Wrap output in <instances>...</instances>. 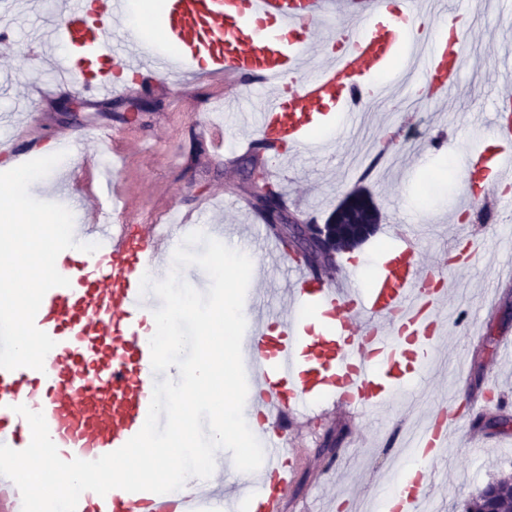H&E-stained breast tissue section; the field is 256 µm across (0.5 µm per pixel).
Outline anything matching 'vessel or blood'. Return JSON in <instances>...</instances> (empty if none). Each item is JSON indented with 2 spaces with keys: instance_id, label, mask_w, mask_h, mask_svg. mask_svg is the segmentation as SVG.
<instances>
[{
  "instance_id": "obj_1",
  "label": "vessel or blood",
  "mask_w": 512,
  "mask_h": 512,
  "mask_svg": "<svg viewBox=\"0 0 512 512\" xmlns=\"http://www.w3.org/2000/svg\"><path fill=\"white\" fill-rule=\"evenodd\" d=\"M360 17L331 30L334 49L315 60L319 29L348 14L347 0H162L163 42L129 25L133 0H66L64 24L43 29L38 46L55 48L57 89L80 86L91 98L122 90L121 73L141 80L174 70L206 68L257 94V141L264 150L317 149L312 133L337 120L355 121L386 92L382 76H417L432 97L457 89L462 45L414 27L419 0H363ZM492 110L496 142L480 146L463 183L481 175L488 188L512 182V59L503 58ZM188 224H120L101 210L76 225L98 250L62 251L56 266L69 286L50 289L35 325L55 342L43 370L0 369V444L31 441L18 405L43 413L60 457L93 461L122 447L142 428L156 376L147 317L161 305L141 294L145 270L165 274L164 262L191 232ZM368 284L335 285L324 274L290 265L289 311L252 320L242 342L253 433L265 458L245 483L248 512H282L296 455L284 437L290 417L310 399L342 409L384 410L406 392L408 363L427 357L441 339L446 288L427 289L439 271L426 268L415 237L401 232ZM457 417L441 407L417 434V458L440 455ZM425 479L395 475L397 512H419ZM222 488L187 484L180 490L83 492L76 512H219ZM0 512H22L16 485L0 476Z\"/></svg>"
}]
</instances>
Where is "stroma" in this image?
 <instances>
[{
  "label": "stroma",
  "mask_w": 512,
  "mask_h": 512,
  "mask_svg": "<svg viewBox=\"0 0 512 512\" xmlns=\"http://www.w3.org/2000/svg\"><path fill=\"white\" fill-rule=\"evenodd\" d=\"M59 0H33L30 11H9L0 19V114L32 112L45 143L62 135L75 137V164H63L31 184L39 200L86 210L111 206L113 191L123 199L117 219L150 223L171 207L198 216L207 236L220 240L234 224L246 239H256L267 226L250 204L252 189L241 163L244 149H228L231 138L255 136L252 107L245 87L221 75L170 74L146 83L132 82L117 98L94 99L75 93L51 95L30 104L27 86L51 78L47 63L30 59L27 37L48 23H63ZM466 62L460 81L463 95L426 99L410 110L383 104L366 122L339 124L318 132L323 150L293 151L284 162L264 155L288 199L300 211L325 223L343 196L364 185L380 210L373 236L339 254V261L363 257L375 270L391 235L417 236L427 266L444 271L457 290L450 293L447 333L429 367H418L409 393L398 396L392 410H341L314 401L288 427V447L298 456L283 512H343V500L381 496L390 472L403 469L393 435L420 422L436 405L454 399L458 424L448 434L445 452L430 463L433 476L426 494L432 512H463L467 500L488 483L512 477V429L478 428L481 417L512 418V370L501 359L512 340V214L499 210L494 224L451 223L465 202L460 181L449 177L444 146L454 142L458 154L469 155L481 140L464 116L488 113L495 95L494 79L506 49H512V15L498 11L494 0H469ZM75 103L69 118L57 105ZM140 101H156V110H136ZM88 124L112 135L106 146L81 141ZM206 151L192 152L194 142ZM393 150H386V142ZM477 246L483 262L461 271L448 267L449 243ZM250 289L262 290L281 305L288 271L281 263L254 256Z\"/></svg>",
  "instance_id": "stroma-1"
}]
</instances>
